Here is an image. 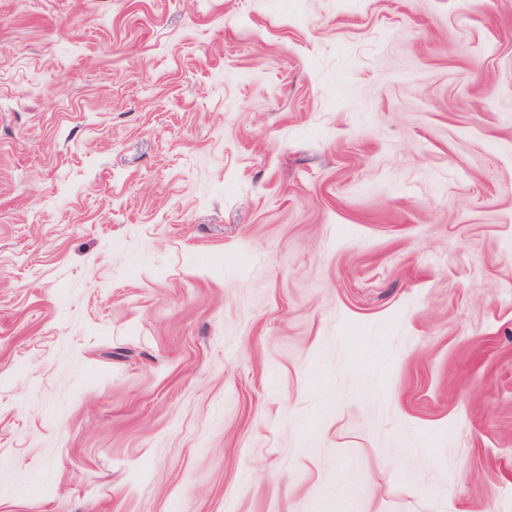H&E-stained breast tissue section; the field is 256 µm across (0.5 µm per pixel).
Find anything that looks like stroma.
<instances>
[{"label": "stroma", "instance_id": "stroma-1", "mask_svg": "<svg viewBox=\"0 0 512 512\" xmlns=\"http://www.w3.org/2000/svg\"><path fill=\"white\" fill-rule=\"evenodd\" d=\"M0 512H512V0H0Z\"/></svg>", "mask_w": 512, "mask_h": 512}]
</instances>
